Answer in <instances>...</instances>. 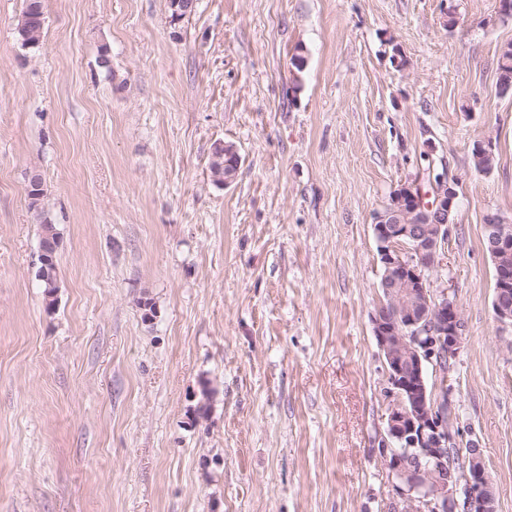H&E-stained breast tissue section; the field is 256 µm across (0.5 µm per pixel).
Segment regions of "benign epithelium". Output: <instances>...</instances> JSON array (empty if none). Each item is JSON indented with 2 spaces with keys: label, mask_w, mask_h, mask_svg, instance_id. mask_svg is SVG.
I'll list each match as a JSON object with an SVG mask.
<instances>
[{
  "label": "benign epithelium",
  "mask_w": 512,
  "mask_h": 512,
  "mask_svg": "<svg viewBox=\"0 0 512 512\" xmlns=\"http://www.w3.org/2000/svg\"><path fill=\"white\" fill-rule=\"evenodd\" d=\"M427 201L409 186L374 215V231L385 272L384 294L398 307V316L378 313L373 335L385 358L388 379L399 400L388 409L383 454L394 496L389 512H496L492 480L477 444L466 448L463 474L442 472L444 448L456 439L436 405L429 402L428 372L440 373L444 354H458L464 321L456 300L446 291L426 288L425 271L434 267L438 250L448 239L456 183L437 179ZM488 251L496 268L494 314L512 323V225L493 220L486 225ZM408 250L404 257L401 251ZM417 448L410 465L393 445Z\"/></svg>",
  "instance_id": "obj_1"
}]
</instances>
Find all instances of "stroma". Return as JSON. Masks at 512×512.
Instances as JSON below:
<instances>
[{"instance_id": "35a3bbf8", "label": "stroma", "mask_w": 512, "mask_h": 512, "mask_svg": "<svg viewBox=\"0 0 512 512\" xmlns=\"http://www.w3.org/2000/svg\"><path fill=\"white\" fill-rule=\"evenodd\" d=\"M24 7L0 0V512H387L373 217L439 175L458 198L426 277L465 322L454 426L512 512V324L484 241L487 217L512 224L498 0H198L180 20L45 0L32 48ZM219 142L241 155L227 186ZM44 14L41 0H26L16 28L22 47H34L39 44L44 28Z\"/></svg>"}]
</instances>
